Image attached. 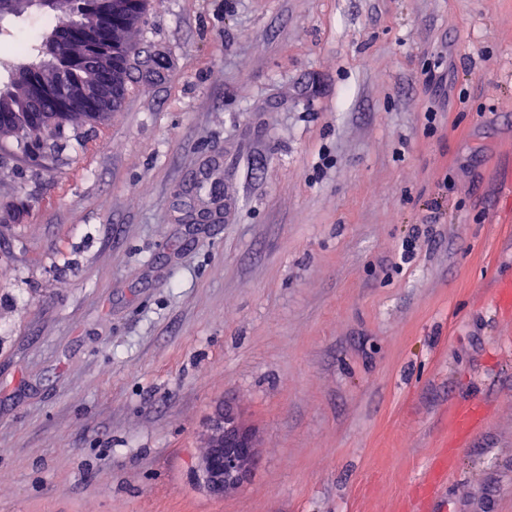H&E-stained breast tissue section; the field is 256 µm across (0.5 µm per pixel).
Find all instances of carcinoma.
I'll return each mask as SVG.
<instances>
[{
  "label": "carcinoma",
  "instance_id": "obj_1",
  "mask_svg": "<svg viewBox=\"0 0 512 512\" xmlns=\"http://www.w3.org/2000/svg\"><path fill=\"white\" fill-rule=\"evenodd\" d=\"M110 0H9L0 9V22L21 18L35 4L45 5L52 23L40 39L38 53L7 72L0 82V113H19V124L7 129L24 149L40 153L50 148L48 138L33 131L24 113L30 111L32 88L45 91L37 111L41 124L54 131L86 118L103 121L121 106L130 79V60L138 52L137 35L146 13V0H128L114 17ZM102 84L108 95L91 98L79 111H68L64 90L69 85Z\"/></svg>",
  "mask_w": 512,
  "mask_h": 512
}]
</instances>
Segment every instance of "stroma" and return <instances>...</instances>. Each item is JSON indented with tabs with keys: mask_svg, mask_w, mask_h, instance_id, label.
I'll return each instance as SVG.
<instances>
[{
	"mask_svg": "<svg viewBox=\"0 0 512 512\" xmlns=\"http://www.w3.org/2000/svg\"><path fill=\"white\" fill-rule=\"evenodd\" d=\"M56 143L0 135V512H512V0H147ZM207 450L199 466L207 488L222 494L241 486L257 462L255 433L231 409L215 416L206 428Z\"/></svg>",
	"mask_w": 512,
	"mask_h": 512,
	"instance_id": "obj_1",
	"label": "stroma"
}]
</instances>
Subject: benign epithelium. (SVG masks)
I'll use <instances>...</instances> for the list:
<instances>
[{"label":"benign epithelium","mask_w":512,"mask_h":512,"mask_svg":"<svg viewBox=\"0 0 512 512\" xmlns=\"http://www.w3.org/2000/svg\"><path fill=\"white\" fill-rule=\"evenodd\" d=\"M205 437L207 450L199 466L207 488L222 494L240 487L257 462L255 433L226 409L210 421Z\"/></svg>","instance_id":"1"}]
</instances>
